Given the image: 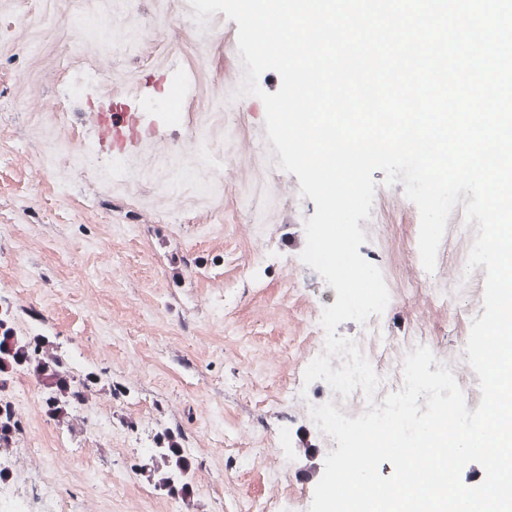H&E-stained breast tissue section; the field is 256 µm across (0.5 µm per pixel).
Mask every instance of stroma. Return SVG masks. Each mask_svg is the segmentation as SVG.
I'll return each instance as SVG.
<instances>
[{
  "mask_svg": "<svg viewBox=\"0 0 512 512\" xmlns=\"http://www.w3.org/2000/svg\"><path fill=\"white\" fill-rule=\"evenodd\" d=\"M194 13L189 0H0V312L112 389L72 429L46 415L32 375H12L0 395L21 430L0 457V512L48 499L62 512H309L330 446L308 408L333 393L304 375L322 347L315 314L337 293L301 259L315 203L279 168L262 101L235 95L237 23L219 11L202 29ZM117 106L144 134L123 154L93 121ZM372 177L359 253L393 298L387 354L417 340L476 410L465 345L486 268L468 269L448 231L422 272L417 206ZM165 439L188 483L150 478Z\"/></svg>",
  "mask_w": 512,
  "mask_h": 512,
  "instance_id": "obj_1",
  "label": "stroma"
}]
</instances>
